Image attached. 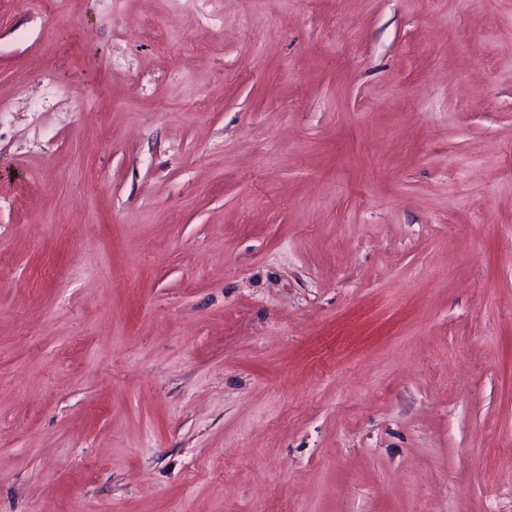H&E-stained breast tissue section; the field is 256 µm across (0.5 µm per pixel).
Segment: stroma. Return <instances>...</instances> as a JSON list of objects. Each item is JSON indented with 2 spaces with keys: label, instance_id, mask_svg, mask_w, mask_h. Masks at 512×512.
Returning <instances> with one entry per match:
<instances>
[{
  "label": "stroma",
  "instance_id": "stroma-1",
  "mask_svg": "<svg viewBox=\"0 0 512 512\" xmlns=\"http://www.w3.org/2000/svg\"><path fill=\"white\" fill-rule=\"evenodd\" d=\"M0 0V512H512V0Z\"/></svg>",
  "mask_w": 512,
  "mask_h": 512
}]
</instances>
